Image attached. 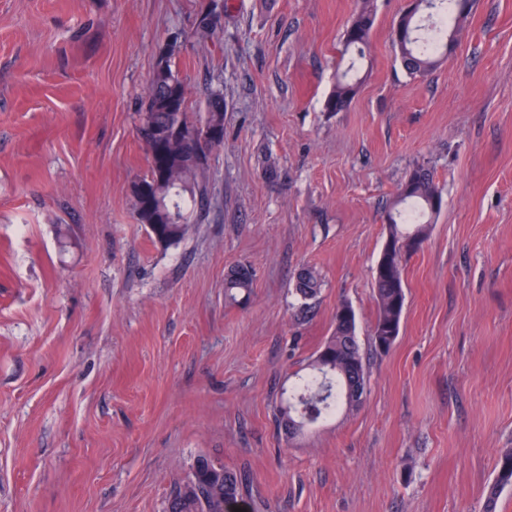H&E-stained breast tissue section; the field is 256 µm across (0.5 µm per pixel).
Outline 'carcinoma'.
Listing matches in <instances>:
<instances>
[{"instance_id": "obj_1", "label": "carcinoma", "mask_w": 512, "mask_h": 512, "mask_svg": "<svg viewBox=\"0 0 512 512\" xmlns=\"http://www.w3.org/2000/svg\"><path fill=\"white\" fill-rule=\"evenodd\" d=\"M474 0H436L430 25L420 28L417 14L424 10L425 0H418L407 16L399 17L392 27L391 42L399 48L397 57L405 73L412 79H421L434 71L456 46L454 33L447 31L448 14L467 16ZM209 13L200 14L195 36L199 43L213 37L217 27L208 23ZM375 23L372 0H363L360 11L351 21L343 36L342 55L365 57L370 35ZM424 30L423 35L415 32ZM174 52L161 57L156 64L139 113L137 131L146 140L153 128L169 131L191 132L200 123L218 131L219 139L212 147L224 143V99L213 93L208 98L204 115L187 111V87L179 72L172 68ZM358 82L350 71L342 73L336 88L327 99L328 112L345 110L354 98ZM209 157L198 161L187 157L182 162L165 166L160 157L149 164L148 174L138 181L146 187L141 194L133 192L136 220L149 228L154 240L169 246L186 234L193 212L206 200L209 192L207 168ZM442 196L433 172L423 166L409 172L401 187L398 199L386 213L388 237L394 242L412 238L423 242L427 239L431 223L428 214L440 211ZM409 252L394 248L388 265L379 267L373 278L376 320L370 336L375 350L386 343L391 348L399 336L406 294L403 276L404 264ZM252 288L249 271L243 267L231 271L224 281V297L237 301L240 294H248ZM320 290V281L314 271L308 269L301 286L295 289L302 300L301 307H309V300ZM342 306L336 307L333 331L316 352L310 372L298 378L285 399L302 406L310 419L320 422L336 414L341 407L355 411L364 404L365 394L353 395L349 384L358 380L367 384V372L356 336V317L346 318ZM496 478L488 487L485 512H495L499 496L512 487V451L503 453L496 466ZM248 490L246 475L224 467V463L207 456H199L192 465L188 478L174 486L168 500V512H233V507L244 500Z\"/></svg>"}]
</instances>
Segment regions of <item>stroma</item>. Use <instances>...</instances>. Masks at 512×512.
I'll list each match as a JSON object with an SVG mask.
<instances>
[{
	"label": "stroma",
	"mask_w": 512,
	"mask_h": 512,
	"mask_svg": "<svg viewBox=\"0 0 512 512\" xmlns=\"http://www.w3.org/2000/svg\"><path fill=\"white\" fill-rule=\"evenodd\" d=\"M362 0H0V512H167L207 455L244 512H484L512 449V0H476L452 55L410 79L374 0L349 107L325 102ZM222 7L214 38L198 15ZM224 143L187 235L136 221L138 114L159 58ZM443 197L376 353L373 268L415 166ZM253 275L224 298V277ZM321 291L299 310L295 281ZM356 314L364 405L287 439L283 389ZM252 288V278L249 271L243 267L231 271L224 281V297L230 302H237L240 294H249Z\"/></svg>",
	"instance_id": "1"
}]
</instances>
